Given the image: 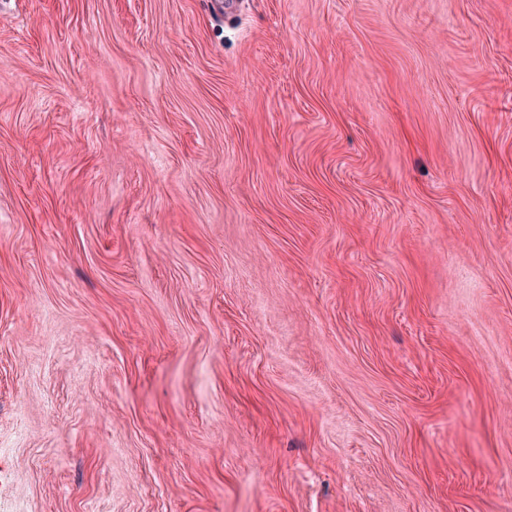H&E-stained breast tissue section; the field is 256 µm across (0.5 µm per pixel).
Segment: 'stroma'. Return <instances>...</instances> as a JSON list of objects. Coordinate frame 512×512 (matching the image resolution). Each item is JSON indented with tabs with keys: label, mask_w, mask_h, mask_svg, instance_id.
<instances>
[{
	"label": "stroma",
	"mask_w": 512,
	"mask_h": 512,
	"mask_svg": "<svg viewBox=\"0 0 512 512\" xmlns=\"http://www.w3.org/2000/svg\"><path fill=\"white\" fill-rule=\"evenodd\" d=\"M0 512H512V0H0Z\"/></svg>",
	"instance_id": "stroma-1"
}]
</instances>
